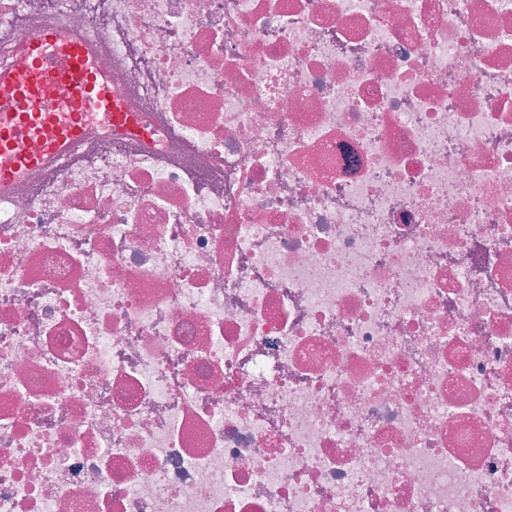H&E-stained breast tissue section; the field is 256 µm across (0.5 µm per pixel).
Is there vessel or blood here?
Here are the masks:
<instances>
[{"label":"vessel or blood","instance_id":"obj_1","mask_svg":"<svg viewBox=\"0 0 512 512\" xmlns=\"http://www.w3.org/2000/svg\"><path fill=\"white\" fill-rule=\"evenodd\" d=\"M89 41L56 24L26 37L11 61L0 66V191L18 177L43 167L81 143L87 113H98L110 124L127 126L131 115L120 104L122 90L111 79L92 76ZM66 88L70 120L64 130L47 127L50 94ZM44 131V151L27 153L26 130Z\"/></svg>","mask_w":512,"mask_h":512}]
</instances>
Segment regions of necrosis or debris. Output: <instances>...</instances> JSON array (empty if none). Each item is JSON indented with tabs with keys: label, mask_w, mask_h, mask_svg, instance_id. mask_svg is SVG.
<instances>
[{
	"label": "necrosis or debris",
	"mask_w": 512,
	"mask_h": 512,
	"mask_svg": "<svg viewBox=\"0 0 512 512\" xmlns=\"http://www.w3.org/2000/svg\"><path fill=\"white\" fill-rule=\"evenodd\" d=\"M135 129L0 193V512H512V0H0Z\"/></svg>",
	"instance_id": "1"
}]
</instances>
